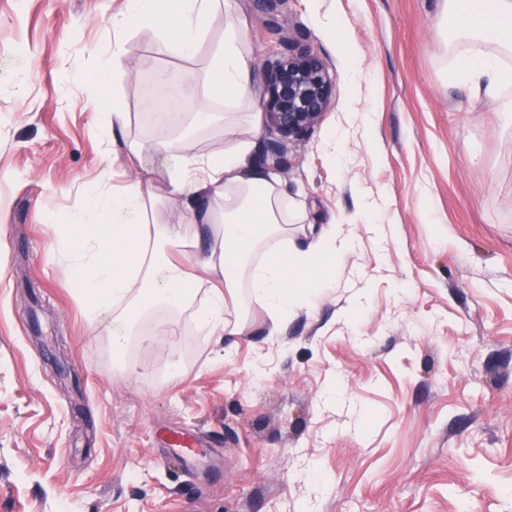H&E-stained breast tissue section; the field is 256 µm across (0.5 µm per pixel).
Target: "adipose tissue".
Returning <instances> with one entry per match:
<instances>
[{"label":"adipose tissue","mask_w":512,"mask_h":512,"mask_svg":"<svg viewBox=\"0 0 512 512\" xmlns=\"http://www.w3.org/2000/svg\"><path fill=\"white\" fill-rule=\"evenodd\" d=\"M448 7L458 18L450 78L492 96L511 86L512 0H448ZM218 14L224 17V39L211 53L207 77L191 72L174 82L165 71L154 77L180 103L179 110L155 120L153 147L174 160L163 186L146 188L136 180L116 187L105 181L68 217L72 233L64 251L73 261L71 271L90 301L88 315L103 321L118 353L135 334L138 319L161 307L191 311L208 335L236 332L224 305L245 279L255 296L287 316L324 286V260L342 257L354 241L351 230L332 225L306 249L289 247L288 193L277 174L254 162L247 142L203 157L192 141L172 138L185 113L206 126L221 104L250 105L249 125L260 129L245 25L233 0H125L116 21L125 32L155 29L169 55L190 59ZM163 199L180 203L177 222L164 220L156 206ZM188 256L217 287L202 291L201 280L188 277Z\"/></svg>","instance_id":"ef3b65f1"}]
</instances>
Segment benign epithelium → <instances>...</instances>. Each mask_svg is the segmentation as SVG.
I'll return each instance as SVG.
<instances>
[{
  "mask_svg": "<svg viewBox=\"0 0 512 512\" xmlns=\"http://www.w3.org/2000/svg\"><path fill=\"white\" fill-rule=\"evenodd\" d=\"M333 94L327 65L309 44L295 42L288 52L266 60L260 106L268 137L260 164L280 169L288 143L305 138L322 120Z\"/></svg>",
  "mask_w": 512,
  "mask_h": 512,
  "instance_id": "benign-epithelium-1",
  "label": "benign epithelium"
}]
</instances>
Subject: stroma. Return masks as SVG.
I'll return each mask as SVG.
<instances>
[{
    "label": "stroma",
    "instance_id": "35a3bbf8",
    "mask_svg": "<svg viewBox=\"0 0 512 512\" xmlns=\"http://www.w3.org/2000/svg\"><path fill=\"white\" fill-rule=\"evenodd\" d=\"M254 67L289 42L329 65L331 105L289 144L291 244L343 224L356 247L273 323L215 341L156 310L115 356L64 270L65 221L102 177L161 184L147 79L203 70L152 29L124 34L112 113L85 106L123 0H0V512H512V125L499 98L448 80L442 0H237ZM350 21L347 35L328 25ZM363 59L348 93L344 41ZM115 110V111H116ZM195 137L209 155L244 113ZM346 129L339 156L326 145ZM384 207L364 213L363 198ZM181 372L169 378L170 362ZM183 434L197 454L183 459Z\"/></svg>",
    "mask_w": 512,
    "mask_h": 512
}]
</instances>
